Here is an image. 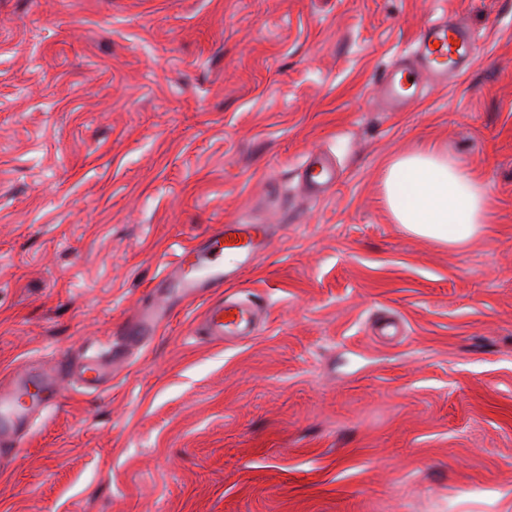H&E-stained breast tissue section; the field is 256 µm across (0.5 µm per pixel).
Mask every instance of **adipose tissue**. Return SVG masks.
Wrapping results in <instances>:
<instances>
[{"label":"adipose tissue","mask_w":512,"mask_h":512,"mask_svg":"<svg viewBox=\"0 0 512 512\" xmlns=\"http://www.w3.org/2000/svg\"><path fill=\"white\" fill-rule=\"evenodd\" d=\"M381 183L392 222L408 234L459 249L487 230L484 182L438 147L420 146L391 159Z\"/></svg>","instance_id":"1"}]
</instances>
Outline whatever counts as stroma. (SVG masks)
<instances>
[{
	"mask_svg": "<svg viewBox=\"0 0 512 512\" xmlns=\"http://www.w3.org/2000/svg\"><path fill=\"white\" fill-rule=\"evenodd\" d=\"M449 18L460 79L382 80ZM434 144L477 174L461 250L391 223L384 163ZM325 153L338 178L309 196ZM269 227L225 299L61 379L0 464V512H512V0H0V381L103 360L182 247ZM408 80L404 72L393 65L383 79L384 96L390 106L403 105L413 97L412 86L405 87ZM335 173L329 161L322 155H316L306 165L302 180L309 192L320 196L324 189L332 182Z\"/></svg>",
	"mask_w": 512,
	"mask_h": 512,
	"instance_id": "obj_1",
	"label": "stroma"
}]
</instances>
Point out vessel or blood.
Here are the masks:
<instances>
[{
	"mask_svg": "<svg viewBox=\"0 0 512 512\" xmlns=\"http://www.w3.org/2000/svg\"><path fill=\"white\" fill-rule=\"evenodd\" d=\"M475 39L461 23L439 21L424 32L417 54V66L436 83L447 82L463 69ZM384 96L389 105L408 102L413 93L399 67H391L384 76ZM335 173L329 161L315 156L306 165L302 180L309 192L321 195ZM267 231L258 224H218L195 245L184 247L171 270L156 283L158 294H178L183 299H207L203 314V334L210 341L243 339L255 333V311L240 302L224 300V260H239L262 249ZM167 323V309L155 306L126 321L120 334L131 342H142L155 336ZM60 397L56 382L38 369L13 376L7 389H0V446H11L7 431L24 422L30 415L56 406Z\"/></svg>",
	"mask_w": 512,
	"mask_h": 512,
	"instance_id": "vessel-or-blood-1",
	"label": "vessel or blood"
}]
</instances>
